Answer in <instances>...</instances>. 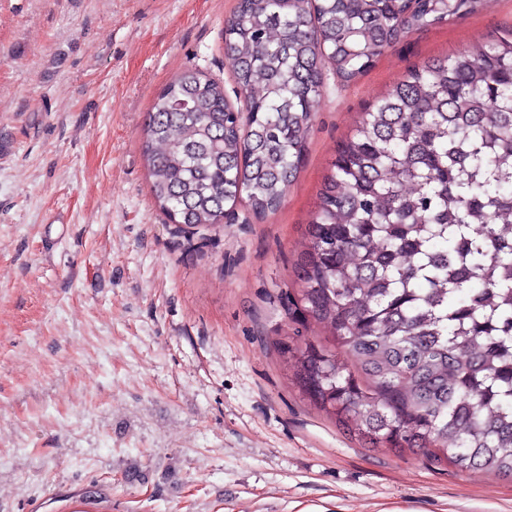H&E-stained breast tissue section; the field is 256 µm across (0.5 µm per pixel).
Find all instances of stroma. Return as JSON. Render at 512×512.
Here are the masks:
<instances>
[{
    "mask_svg": "<svg viewBox=\"0 0 512 512\" xmlns=\"http://www.w3.org/2000/svg\"><path fill=\"white\" fill-rule=\"evenodd\" d=\"M238 0H0V512H512V479L365 445L277 346L338 144L406 73L512 30V0L325 76L279 210L182 230L142 128L196 68L236 85Z\"/></svg>",
    "mask_w": 512,
    "mask_h": 512,
    "instance_id": "1",
    "label": "stroma"
}]
</instances>
